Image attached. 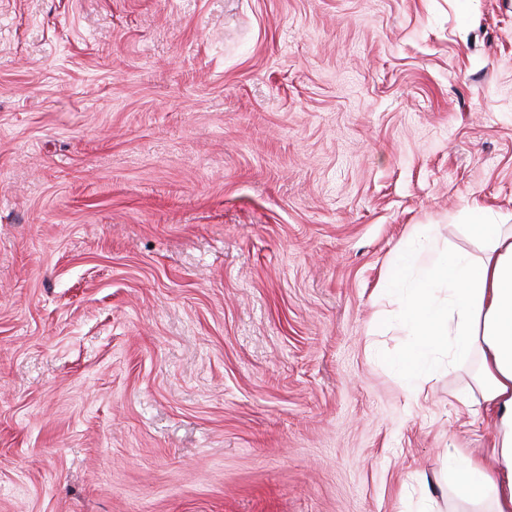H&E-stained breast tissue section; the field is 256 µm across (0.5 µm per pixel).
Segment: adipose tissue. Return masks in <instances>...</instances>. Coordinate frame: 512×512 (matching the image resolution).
I'll use <instances>...</instances> for the list:
<instances>
[{"instance_id": "adipose-tissue-1", "label": "adipose tissue", "mask_w": 512, "mask_h": 512, "mask_svg": "<svg viewBox=\"0 0 512 512\" xmlns=\"http://www.w3.org/2000/svg\"><path fill=\"white\" fill-rule=\"evenodd\" d=\"M466 217L478 254L419 243L397 257L398 265L426 268L423 279L388 284L402 292L401 317L414 336L399 369L414 381L441 363L479 354L481 402L474 413L492 416L498 427L497 466L491 471L477 458L453 455L448 470L460 501L512 512V226L471 210Z\"/></svg>"}]
</instances>
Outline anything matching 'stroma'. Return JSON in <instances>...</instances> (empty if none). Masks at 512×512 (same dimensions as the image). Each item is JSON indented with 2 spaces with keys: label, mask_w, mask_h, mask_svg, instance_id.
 I'll list each match as a JSON object with an SVG mask.
<instances>
[{
  "label": "stroma",
  "mask_w": 512,
  "mask_h": 512,
  "mask_svg": "<svg viewBox=\"0 0 512 512\" xmlns=\"http://www.w3.org/2000/svg\"><path fill=\"white\" fill-rule=\"evenodd\" d=\"M512 219V0H0V512H452L477 359L381 291Z\"/></svg>",
  "instance_id": "1"
}]
</instances>
